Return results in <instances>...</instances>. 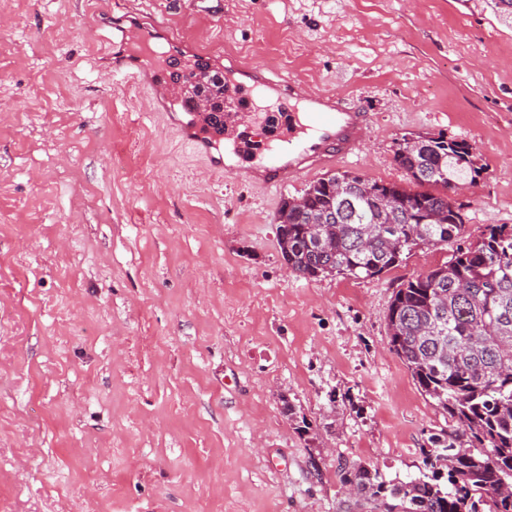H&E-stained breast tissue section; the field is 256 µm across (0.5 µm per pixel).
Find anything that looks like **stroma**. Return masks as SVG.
<instances>
[{"instance_id": "1", "label": "stroma", "mask_w": 512, "mask_h": 512, "mask_svg": "<svg viewBox=\"0 0 512 512\" xmlns=\"http://www.w3.org/2000/svg\"><path fill=\"white\" fill-rule=\"evenodd\" d=\"M102 7L369 112L344 171L397 182L402 135L466 142L463 241L512 225V22L487 0H0V512H340L339 462L417 476L450 420L386 316L455 243L296 276L275 217L306 182L210 171L101 75Z\"/></svg>"}]
</instances>
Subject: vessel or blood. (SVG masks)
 Returning a JSON list of instances; mask_svg holds the SVG:
<instances>
[{
	"mask_svg": "<svg viewBox=\"0 0 512 512\" xmlns=\"http://www.w3.org/2000/svg\"><path fill=\"white\" fill-rule=\"evenodd\" d=\"M106 25L123 32L121 40L110 43L107 74L145 84L151 107L182 113L179 128L185 142L209 156L214 169H240L264 187L277 188L347 160L366 136L368 113L340 96L317 92L294 79L273 78L265 66L232 55L221 59L208 51L189 50L165 23L131 10L108 17ZM203 70L223 76L225 99L238 106L225 113L223 124L211 123L206 101L184 90L191 75ZM259 97L274 101L281 122L277 135L244 167L238 161L236 127L257 119L254 101Z\"/></svg>",
	"mask_w": 512,
	"mask_h": 512,
	"instance_id": "1",
	"label": "vessel or blood"
}]
</instances>
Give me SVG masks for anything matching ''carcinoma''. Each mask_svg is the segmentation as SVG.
<instances>
[{
	"mask_svg": "<svg viewBox=\"0 0 512 512\" xmlns=\"http://www.w3.org/2000/svg\"><path fill=\"white\" fill-rule=\"evenodd\" d=\"M394 160L400 183L345 172L280 203L278 243L293 273L372 279L417 247L460 237L450 193L475 181L472 147L404 135ZM387 322L392 349L457 428L430 439L420 475L407 481L340 465L343 484L356 487L345 512H512V225H487L403 284Z\"/></svg>",
	"mask_w": 512,
	"mask_h": 512,
	"instance_id": "obj_1",
	"label": "carcinoma"
}]
</instances>
